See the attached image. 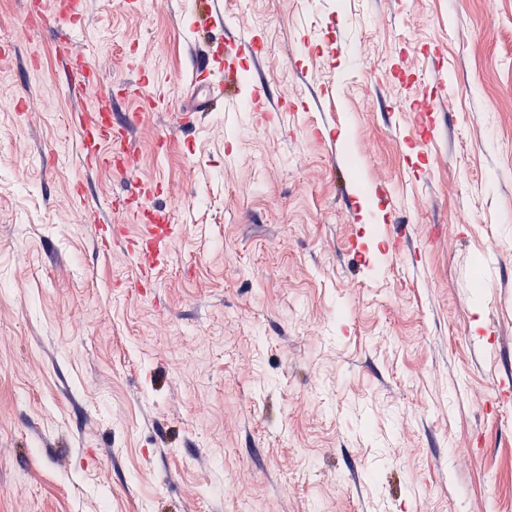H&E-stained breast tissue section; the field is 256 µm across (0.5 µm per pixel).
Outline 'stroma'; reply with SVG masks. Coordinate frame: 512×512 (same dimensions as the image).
Returning a JSON list of instances; mask_svg holds the SVG:
<instances>
[{
	"mask_svg": "<svg viewBox=\"0 0 512 512\" xmlns=\"http://www.w3.org/2000/svg\"><path fill=\"white\" fill-rule=\"evenodd\" d=\"M29 2L0 0V512H512V0H223L265 44L241 97L304 108L188 132L190 0H86L82 95ZM106 92L141 114L121 173L81 158ZM139 205L176 227L148 278ZM249 108L252 112H275L259 114L265 124L279 121L280 112H287L282 103L276 110H270L266 104V94L261 87H255L254 91L251 93Z\"/></svg>",
	"mask_w": 512,
	"mask_h": 512,
	"instance_id": "stroma-1",
	"label": "stroma"
}]
</instances>
